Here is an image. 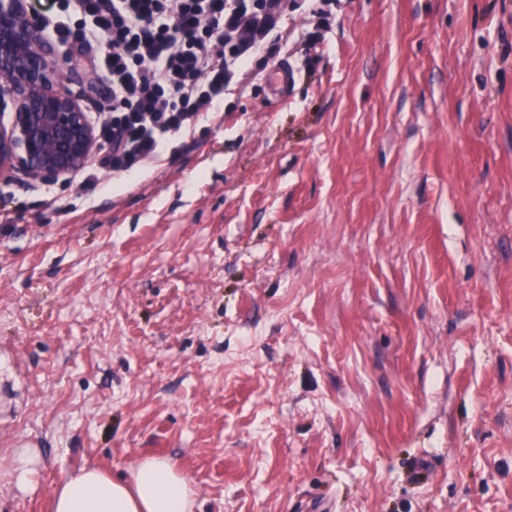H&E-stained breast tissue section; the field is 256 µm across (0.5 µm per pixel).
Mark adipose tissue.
<instances>
[{
    "label": "adipose tissue",
    "mask_w": 512,
    "mask_h": 512,
    "mask_svg": "<svg viewBox=\"0 0 512 512\" xmlns=\"http://www.w3.org/2000/svg\"><path fill=\"white\" fill-rule=\"evenodd\" d=\"M190 479L168 459L148 457L128 480L91 467L69 475L52 496V512H193Z\"/></svg>",
    "instance_id": "ef3b65f1"
}]
</instances>
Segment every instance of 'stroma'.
Returning a JSON list of instances; mask_svg holds the SVG:
<instances>
[{
	"mask_svg": "<svg viewBox=\"0 0 512 512\" xmlns=\"http://www.w3.org/2000/svg\"><path fill=\"white\" fill-rule=\"evenodd\" d=\"M281 33L285 98L250 72L135 173L0 180V512L149 456L195 512H512V0ZM39 468L40 457L34 448L27 443L15 448L9 464L12 484L24 493L34 489Z\"/></svg>",
	"mask_w": 512,
	"mask_h": 512,
	"instance_id": "35a3bbf8",
	"label": "stroma"
}]
</instances>
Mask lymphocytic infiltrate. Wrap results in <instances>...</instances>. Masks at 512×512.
I'll list each match as a JSON object with an SVG mask.
<instances>
[{
  "label": "lymphocytic infiltrate",
  "instance_id": "obj_1",
  "mask_svg": "<svg viewBox=\"0 0 512 512\" xmlns=\"http://www.w3.org/2000/svg\"><path fill=\"white\" fill-rule=\"evenodd\" d=\"M288 0H54L57 36L105 72L112 110L99 166L134 172L203 114L252 62L276 65ZM72 17L92 26L71 28Z\"/></svg>",
  "mask_w": 512,
  "mask_h": 512
}]
</instances>
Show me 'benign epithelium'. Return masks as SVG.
<instances>
[{"mask_svg": "<svg viewBox=\"0 0 512 512\" xmlns=\"http://www.w3.org/2000/svg\"><path fill=\"white\" fill-rule=\"evenodd\" d=\"M28 0H0V179L51 183L78 172L100 140L57 71L60 50Z\"/></svg>", "mask_w": 512, "mask_h": 512, "instance_id": "benign-epithelium-1", "label": "benign epithelium"}]
</instances>
